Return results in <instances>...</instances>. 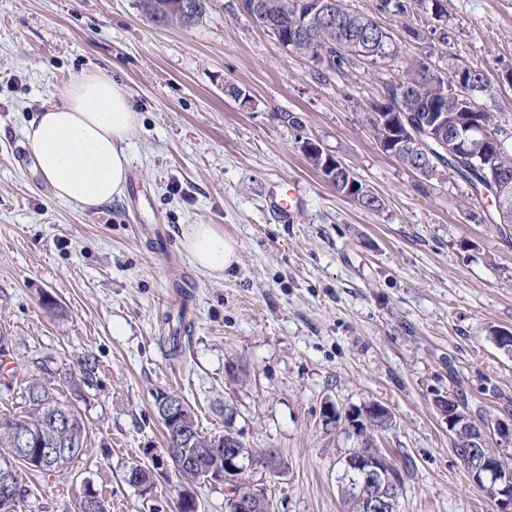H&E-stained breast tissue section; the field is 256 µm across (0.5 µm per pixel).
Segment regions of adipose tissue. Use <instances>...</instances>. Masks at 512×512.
I'll use <instances>...</instances> for the list:
<instances>
[{"instance_id":"ef3b65f1","label":"adipose tissue","mask_w":512,"mask_h":512,"mask_svg":"<svg viewBox=\"0 0 512 512\" xmlns=\"http://www.w3.org/2000/svg\"><path fill=\"white\" fill-rule=\"evenodd\" d=\"M137 129L127 93L104 75L87 72L67 88L64 103L42 112L25 136L55 197L96 207L122 195L130 164L125 146ZM183 246L214 277L239 262L236 243L211 224L189 225Z\"/></svg>"}]
</instances>
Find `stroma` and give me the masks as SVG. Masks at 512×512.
<instances>
[{
  "instance_id": "1",
  "label": "stroma",
  "mask_w": 512,
  "mask_h": 512,
  "mask_svg": "<svg viewBox=\"0 0 512 512\" xmlns=\"http://www.w3.org/2000/svg\"><path fill=\"white\" fill-rule=\"evenodd\" d=\"M348 2L443 71L484 69L512 150V85L498 79L512 67V0H444L449 38L436 45L422 37L435 20L415 0L402 14ZM210 3L194 26L157 28L139 0H0V335L14 345L0 411H18L17 381L34 375L90 428L71 470L30 474L22 512H74L87 481L109 512H178L175 475L150 496L126 478L163 445L161 392L187 400L204 431L228 426L247 447L275 451L277 469L250 471L270 512H345L338 460L356 441L323 413L370 402L394 418L378 446L411 459L400 512H500L453 452L434 400L457 391L512 420V354L491 338L512 333V224L478 223L481 204L462 180L422 178L379 149L363 114L400 80L399 63L357 60L321 79L236 0ZM91 71L120 85L139 115L127 148L137 202L59 201L16 160L30 122ZM306 141L383 207L336 193ZM291 187L299 205L285 219L278 204ZM191 224L237 243L240 262L223 278L183 249ZM44 293L62 316L41 307ZM88 366L81 394L69 393L66 377Z\"/></svg>"
}]
</instances>
